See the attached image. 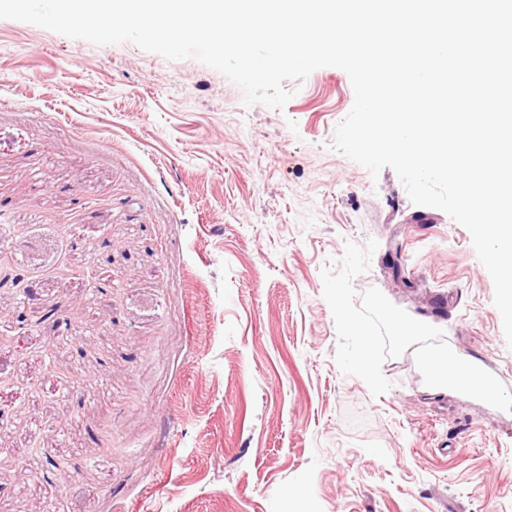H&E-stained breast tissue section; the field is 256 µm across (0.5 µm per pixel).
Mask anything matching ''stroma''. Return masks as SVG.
Here are the masks:
<instances>
[{
    "mask_svg": "<svg viewBox=\"0 0 512 512\" xmlns=\"http://www.w3.org/2000/svg\"><path fill=\"white\" fill-rule=\"evenodd\" d=\"M353 102L0 19V512H512V412L336 363L322 271L374 239L356 291L512 391L468 230L333 150Z\"/></svg>",
    "mask_w": 512,
    "mask_h": 512,
    "instance_id": "obj_1",
    "label": "stroma"
}]
</instances>
